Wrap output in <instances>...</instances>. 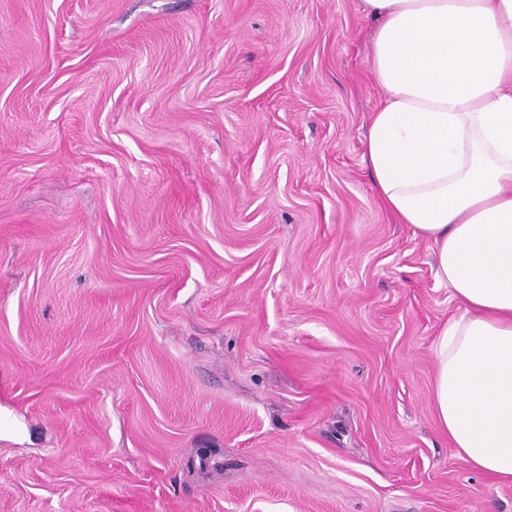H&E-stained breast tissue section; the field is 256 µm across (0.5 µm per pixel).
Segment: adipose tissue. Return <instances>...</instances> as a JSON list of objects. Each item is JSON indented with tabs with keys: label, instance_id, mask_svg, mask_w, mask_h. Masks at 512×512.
Segmentation results:
<instances>
[{
	"label": "adipose tissue",
	"instance_id": "adipose-tissue-1",
	"mask_svg": "<svg viewBox=\"0 0 512 512\" xmlns=\"http://www.w3.org/2000/svg\"><path fill=\"white\" fill-rule=\"evenodd\" d=\"M383 90L364 162L462 307L432 397L457 456L512 484V0H360Z\"/></svg>",
	"mask_w": 512,
	"mask_h": 512
}]
</instances>
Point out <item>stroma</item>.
Masks as SVG:
<instances>
[{"label": "stroma", "mask_w": 512, "mask_h": 512, "mask_svg": "<svg viewBox=\"0 0 512 512\" xmlns=\"http://www.w3.org/2000/svg\"><path fill=\"white\" fill-rule=\"evenodd\" d=\"M359 0H0V512H512L432 404L460 309L363 158Z\"/></svg>", "instance_id": "1"}]
</instances>
